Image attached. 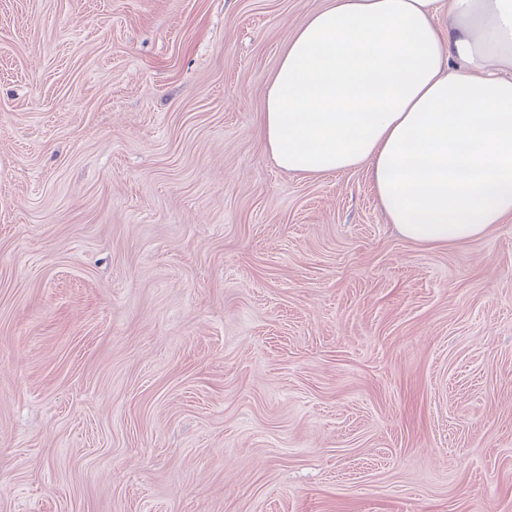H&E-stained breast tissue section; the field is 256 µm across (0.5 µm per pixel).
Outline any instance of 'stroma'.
Returning <instances> with one entry per match:
<instances>
[{"instance_id": "1", "label": "stroma", "mask_w": 512, "mask_h": 512, "mask_svg": "<svg viewBox=\"0 0 512 512\" xmlns=\"http://www.w3.org/2000/svg\"><path fill=\"white\" fill-rule=\"evenodd\" d=\"M329 3L0 0V512H512V220L263 146Z\"/></svg>"}]
</instances>
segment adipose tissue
<instances>
[{"instance_id": "ef3b65f1", "label": "adipose tissue", "mask_w": 512, "mask_h": 512, "mask_svg": "<svg viewBox=\"0 0 512 512\" xmlns=\"http://www.w3.org/2000/svg\"><path fill=\"white\" fill-rule=\"evenodd\" d=\"M262 139L293 173L368 165L409 241L483 236L512 219V0H332L289 40Z\"/></svg>"}]
</instances>
